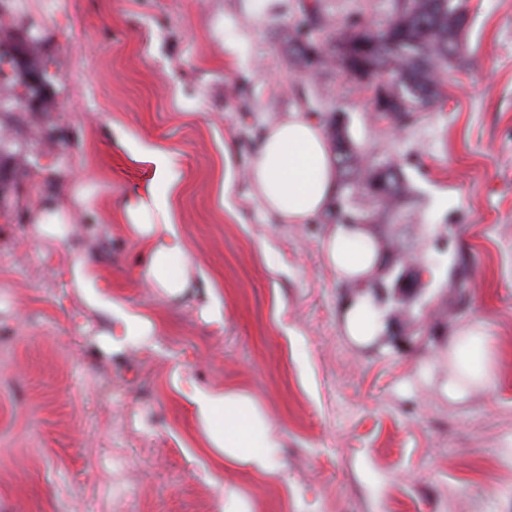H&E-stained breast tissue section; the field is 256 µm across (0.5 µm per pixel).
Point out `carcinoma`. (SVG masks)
<instances>
[{
    "label": "carcinoma",
    "mask_w": 512,
    "mask_h": 512,
    "mask_svg": "<svg viewBox=\"0 0 512 512\" xmlns=\"http://www.w3.org/2000/svg\"><path fill=\"white\" fill-rule=\"evenodd\" d=\"M460 5L461 0H394L386 28L375 31L362 23L349 27L337 41L349 53L336 55V62L348 72L366 61L392 80V110L384 113L386 117L431 108L438 102L443 78L461 61L466 18L457 12ZM289 42L308 65L326 64L314 57L316 43L308 17L293 28ZM329 138L342 186L359 191L371 204V209L353 213L336 200V219L343 224H376L392 218L407 195L399 166L367 163L335 123L329 125Z\"/></svg>",
    "instance_id": "obj_1"
}]
</instances>
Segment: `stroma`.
<instances>
[{"label":"stroma","instance_id":"obj_1","mask_svg":"<svg viewBox=\"0 0 512 512\" xmlns=\"http://www.w3.org/2000/svg\"><path fill=\"white\" fill-rule=\"evenodd\" d=\"M304 0H5L40 34L44 107L0 111L16 157L0 196V512H223L224 490L258 512H512V0H466L465 47L446 95L382 119L374 83L288 47ZM330 50L393 0H320ZM337 120L373 162L401 167L425 272L403 316L373 281L341 279L324 243L331 210L281 224L247 171L268 124ZM169 156L176 194L137 154ZM191 253L189 291L142 283L123 224L148 187ZM67 205L66 241L34 210ZM100 268L113 302L154 319L147 343L111 346L112 318L70 270ZM367 300L377 333L344 318ZM485 325L503 366L463 397L441 355ZM251 392L284 441L268 479L216 468L200 450L192 386ZM345 328L348 335L358 341H369L375 336L377 326L363 300L348 308L345 314Z\"/></svg>","mask_w":512,"mask_h":512}]
</instances>
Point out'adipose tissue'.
Masks as SVG:
<instances>
[{
	"mask_svg": "<svg viewBox=\"0 0 512 512\" xmlns=\"http://www.w3.org/2000/svg\"><path fill=\"white\" fill-rule=\"evenodd\" d=\"M248 177L265 207L282 223L303 224L325 209L336 188V162L321 127L295 112L267 128ZM127 217L129 234L143 253V280L164 294L181 295L189 286L190 257L173 228L166 200L147 192L128 208ZM324 249L329 265L345 280L364 281L377 268V247L359 225L339 226ZM71 276L89 305L114 315L119 331L112 339L113 350L150 335L149 317L123 309L104 295L103 278L89 262L77 261ZM450 351L464 380L449 383V396H463L466 384L489 387L499 379L497 357L483 325L462 326ZM193 401L201 446L218 467H244L259 478L276 475L283 443L248 391L234 385L221 390L198 388Z\"/></svg>",
	"mask_w": 512,
	"mask_h": 512,
	"instance_id": "obj_1",
	"label": "adipose tissue"
}]
</instances>
